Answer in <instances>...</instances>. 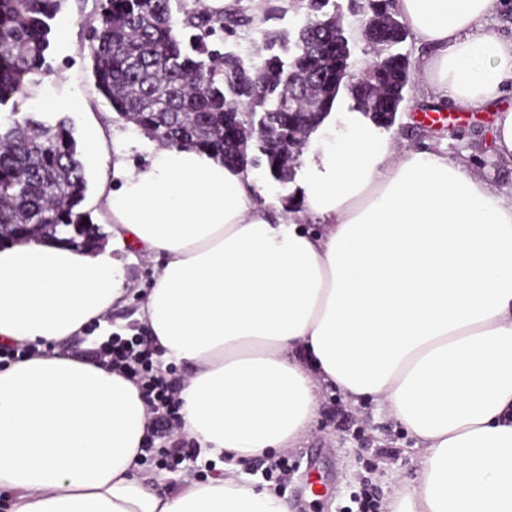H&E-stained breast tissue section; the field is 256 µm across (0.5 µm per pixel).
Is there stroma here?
Instances as JSON below:
<instances>
[{
	"label": "stroma",
	"mask_w": 512,
	"mask_h": 512,
	"mask_svg": "<svg viewBox=\"0 0 512 512\" xmlns=\"http://www.w3.org/2000/svg\"><path fill=\"white\" fill-rule=\"evenodd\" d=\"M91 10L90 0H63L51 22L48 68L32 75L23 108L49 123L67 119L78 144H85L93 134L101 138L100 153L82 157L87 177L84 208L105 233L111 220L103 200L116 187L110 178L115 162L123 161L131 169L147 166L157 142L120 119L96 90L86 30L79 23ZM236 10L248 22L225 37L224 48L247 63L269 48L289 58L292 46H270V38L276 34L296 37L308 21V11L300 0H238ZM451 110L446 101L423 91L419 80H412L393 125L398 142L464 160L473 175L491 188L511 194L512 161L502 159L496 151L491 117L434 126L418 118L422 112ZM156 267V262L147 258L126 265L128 301L111 310L112 324L138 330L135 314L140 295L152 286ZM287 456L291 478L278 492L288 499L293 512H347L354 493L367 482L377 489L382 503H389L399 481L415 479L422 462L414 439L382 411L379 402L354 404L337 390L322 392L308 437L299 447L289 449Z\"/></svg>",
	"instance_id": "obj_1"
}]
</instances>
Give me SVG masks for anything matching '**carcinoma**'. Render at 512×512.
Instances as JSON below:
<instances>
[{
	"label": "carcinoma",
	"instance_id": "obj_1",
	"mask_svg": "<svg viewBox=\"0 0 512 512\" xmlns=\"http://www.w3.org/2000/svg\"><path fill=\"white\" fill-rule=\"evenodd\" d=\"M100 26L90 28L91 74L98 93L117 115L171 146L203 150L226 165L265 167L284 181L295 171L281 163L279 138L297 127L317 130L340 91L354 108L391 127L412 80L408 59L389 49L405 28L395 0H355L361 30L373 49L369 80L349 79L351 51L328 0H308L309 20L288 60L278 55L244 65L233 52L209 50L205 39L234 33L242 18L199 6H183L176 30L171 0H95ZM62 0H0V225L51 224L53 241L94 250L105 237L81 204L85 166L65 119L53 124L20 113L30 76L46 64L50 21ZM250 112H261L270 135L251 155L224 129L238 130Z\"/></svg>",
	"mask_w": 512,
	"mask_h": 512
}]
</instances>
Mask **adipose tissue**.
<instances>
[{
  "mask_svg": "<svg viewBox=\"0 0 512 512\" xmlns=\"http://www.w3.org/2000/svg\"><path fill=\"white\" fill-rule=\"evenodd\" d=\"M502 0H396L432 55L422 85L472 111L512 95ZM305 157L301 208L255 200L251 170L162 146L115 165L112 247L0 245V494L11 512H292L241 461L295 447L319 392L374 398L424 452L389 512H512V195L446 155L399 147L362 112ZM322 218L307 228V215ZM162 266L138 318L187 365L183 431L217 478L140 477L137 383L71 349L125 304L124 267Z\"/></svg>",
  "mask_w": 512,
  "mask_h": 512,
  "instance_id": "ef3b65f1",
  "label": "adipose tissue"
}]
</instances>
